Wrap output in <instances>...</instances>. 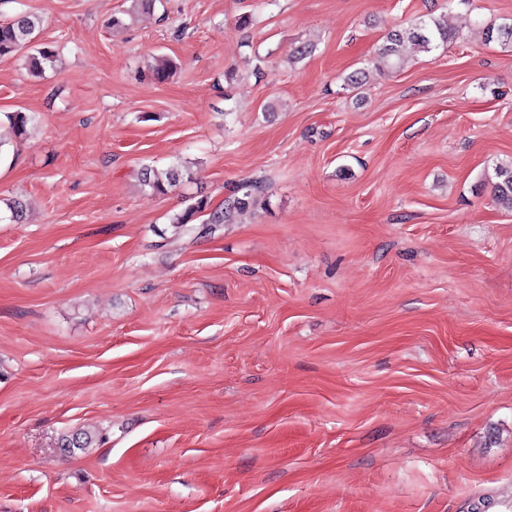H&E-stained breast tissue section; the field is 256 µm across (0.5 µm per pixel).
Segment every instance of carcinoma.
<instances>
[{
	"label": "carcinoma",
	"instance_id": "cac0c4a2",
	"mask_svg": "<svg viewBox=\"0 0 512 512\" xmlns=\"http://www.w3.org/2000/svg\"><path fill=\"white\" fill-rule=\"evenodd\" d=\"M42 25V20L26 11L16 18L0 23V58L13 57L19 53L25 54L29 72L34 76L41 75L46 68L55 62V50L52 46L35 42V31ZM481 32L484 40L494 39L502 45L512 48V23H504L497 27L483 26ZM455 34L448 30L445 22L436 18L421 20L417 24L388 33L377 57L373 61L375 70L385 74L398 71L406 59L408 50L417 48L429 52L444 43H448ZM176 69L173 60L164 57L156 59L151 73L154 80L163 82L167 80ZM11 128L19 135L25 134L27 127L33 122L34 116L27 112H12L6 115ZM187 169L174 163L165 169L148 168L143 173V186L148 188L151 195H165L179 185ZM497 181L494 183L493 199L504 209L512 211V165H499L494 169ZM261 190L257 181L243 182L235 186L225 209H216L209 213V217L199 224L197 231L201 235L214 232L225 222L226 212L230 210H243L254 201ZM207 203L203 200L170 216V224L179 229L193 221L196 214L206 210ZM104 437L89 431L78 430L65 434L61 438V447L68 453L79 450L83 453L98 447Z\"/></svg>",
	"mask_w": 512,
	"mask_h": 512
}]
</instances>
